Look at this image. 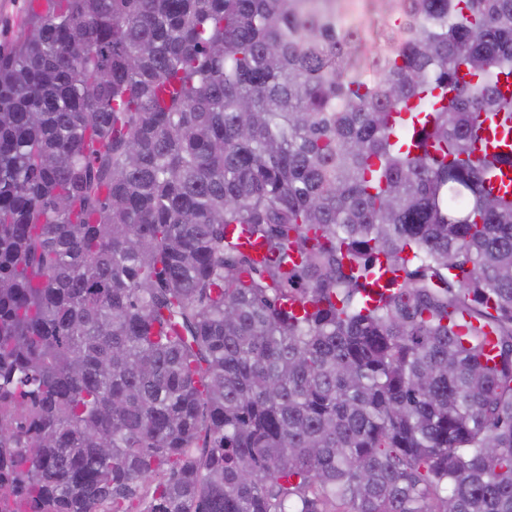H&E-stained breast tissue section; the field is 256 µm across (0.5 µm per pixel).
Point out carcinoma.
I'll return each mask as SVG.
<instances>
[{
  "label": "carcinoma",
  "instance_id": "obj_1",
  "mask_svg": "<svg viewBox=\"0 0 512 512\" xmlns=\"http://www.w3.org/2000/svg\"><path fill=\"white\" fill-rule=\"evenodd\" d=\"M46 2L0 49V476L512 512V0Z\"/></svg>",
  "mask_w": 512,
  "mask_h": 512
}]
</instances>
